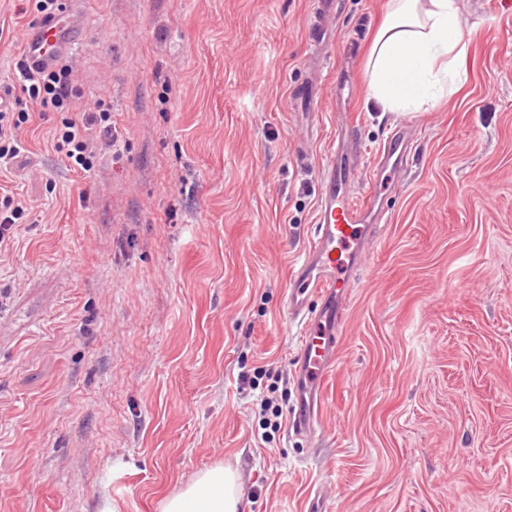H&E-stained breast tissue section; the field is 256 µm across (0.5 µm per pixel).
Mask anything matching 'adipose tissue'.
<instances>
[{
  "mask_svg": "<svg viewBox=\"0 0 512 512\" xmlns=\"http://www.w3.org/2000/svg\"><path fill=\"white\" fill-rule=\"evenodd\" d=\"M466 53L457 0H391L369 51L367 97L407 114L453 95L464 85L458 62ZM238 485L231 466L201 470L162 512H240Z\"/></svg>",
  "mask_w": 512,
  "mask_h": 512,
  "instance_id": "ef3b65f1",
  "label": "adipose tissue"
}]
</instances>
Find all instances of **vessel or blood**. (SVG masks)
<instances>
[{
  "label": "vessel or blood",
  "instance_id": "obj_1",
  "mask_svg": "<svg viewBox=\"0 0 512 512\" xmlns=\"http://www.w3.org/2000/svg\"><path fill=\"white\" fill-rule=\"evenodd\" d=\"M71 32L56 21L30 27L25 48L32 63L48 64L67 52ZM410 152L402 129L396 128L362 168L357 149L332 155L321 170L314 233L304 259L292 275L287 307L304 321L299 364L295 372L297 405L289 429L312 440L323 408L322 389L336 363L337 334L347 311V292L354 273L374 239L372 218L380 212L379 177L388 161L404 165Z\"/></svg>",
  "mask_w": 512,
  "mask_h": 512
}]
</instances>
